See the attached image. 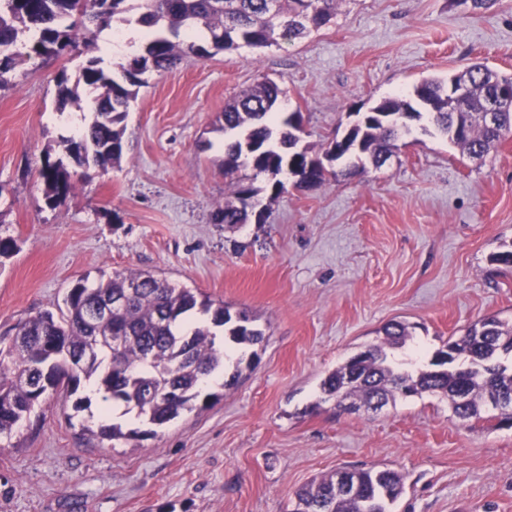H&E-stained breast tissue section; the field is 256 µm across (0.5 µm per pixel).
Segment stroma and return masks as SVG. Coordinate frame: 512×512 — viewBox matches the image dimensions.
Wrapping results in <instances>:
<instances>
[{
    "label": "stroma",
    "instance_id": "35a3bbf8",
    "mask_svg": "<svg viewBox=\"0 0 512 512\" xmlns=\"http://www.w3.org/2000/svg\"><path fill=\"white\" fill-rule=\"evenodd\" d=\"M96 54L21 57L0 90V237L16 244L0 257V346L77 282L130 271L246 312L264 339L226 345L212 402L153 437L123 407L111 423L141 437H99V401L46 400L0 436V512H290L313 478L373 466L404 477L395 512H512V427L469 429L427 394L348 413L320 388L389 323L429 356L485 317L512 320V269L491 260L512 248V138L472 159L412 120L381 168L277 197L259 178L247 223L214 219L231 194L227 101L274 80L323 155L358 105L475 63L512 74V0H341L303 39L188 56L140 88L120 166L72 167L53 205L37 171L92 120L83 101L58 110L57 77Z\"/></svg>",
    "mask_w": 512,
    "mask_h": 512
}]
</instances>
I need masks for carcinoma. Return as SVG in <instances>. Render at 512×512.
Wrapping results in <instances>:
<instances>
[{
	"label": "carcinoma",
	"instance_id": "1",
	"mask_svg": "<svg viewBox=\"0 0 512 512\" xmlns=\"http://www.w3.org/2000/svg\"><path fill=\"white\" fill-rule=\"evenodd\" d=\"M134 0H0V87L10 82L16 65V47L23 35L39 55H60L94 44L95 32L125 21ZM340 0H140L137 24L149 31L138 52L121 66L120 76L93 57L75 80L61 73L58 102L65 106L79 91L94 94L93 120L77 139L65 140L66 153L76 165L88 169L121 163L124 121L129 102L146 85L148 72H169L183 56L206 58L210 50L276 46L318 30L336 17ZM471 85L470 96L454 106L448 103L447 80L423 79L407 97L378 101V111L359 112L344 144L327 149L332 162L370 160L381 166L391 155L394 140L404 127L399 114L409 119L427 117L435 130L461 152L481 158L512 135V111L500 113L490 127L482 120L488 101L501 85L512 84V75L485 65H474L453 75ZM283 92L271 80H263L224 106V178L233 187L232 198L215 213V220L230 226L249 218L257 189L238 176L246 165L253 178L266 181L271 196L287 191L281 173L296 170L297 187H317L339 171L326 168L319 157L299 146L301 114L293 112L276 129L268 118L276 113ZM38 177L50 203L62 201L72 188L71 174L61 159L45 158ZM120 297L126 305L111 313L104 324L87 322L88 311ZM212 315L216 326L237 345L255 346L263 332L249 316L235 321L224 302L199 297L187 288H175L149 273H114L92 286L76 284L64 298V307L44 310L16 328L11 343L0 348V433L10 432L44 401L28 382L45 381V394L73 396L81 380L96 386L105 401L121 402L137 417L163 426L191 411L201 399L203 378L224 369V350L216 345L209 326L179 324L193 311ZM127 337L115 350L107 334ZM413 340L400 322L383 328V339L360 351L330 372L321 391L336 400V407L358 412L378 399L384 404L400 397L431 394L448 401L462 423L490 421L497 411L512 419V406L497 407L499 399L512 401V322L496 316L481 319L466 332L448 340L425 368L413 372L395 365L393 351ZM93 348L92 356L78 370L69 369L67 354ZM466 388L467 400L458 401ZM337 473L314 479L294 494L291 512H393L404 493V479L392 470L355 469L350 480L354 493L336 494Z\"/></svg>",
	"mask_w": 512,
	"mask_h": 512
}]
</instances>
